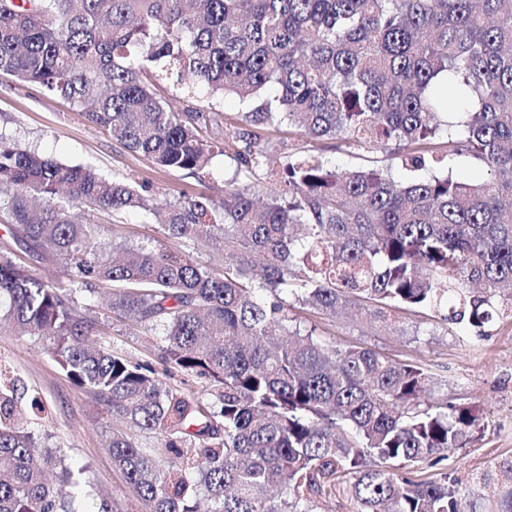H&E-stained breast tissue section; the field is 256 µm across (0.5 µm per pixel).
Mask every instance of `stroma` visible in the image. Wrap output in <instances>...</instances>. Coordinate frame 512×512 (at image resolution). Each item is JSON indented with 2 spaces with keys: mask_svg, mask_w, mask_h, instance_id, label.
<instances>
[{
  "mask_svg": "<svg viewBox=\"0 0 512 512\" xmlns=\"http://www.w3.org/2000/svg\"><path fill=\"white\" fill-rule=\"evenodd\" d=\"M0 131L71 166H91L109 177L148 180L153 191L171 197L184 192L222 201L224 174L233 168L229 159L217 153L202 182L158 169L113 142L87 120L81 109L7 75H0ZM261 137L283 144L290 152L320 155L343 168L390 164L386 153L378 149L348 146L331 139L314 141L284 129L262 131ZM75 299L77 308L92 306L103 323L94 338L98 347L150 363L161 371L170 387L195 395L210 392L205 381L165 371L160 337L113 317L105 310L102 297L91 299L79 291ZM314 320L330 344L371 347L390 358L415 362L447 392L449 401L478 410L480 427L473 442L454 450L441 465L421 469L420 474L438 480H461L470 487L472 512H495L502 493L512 487V317L497 318L482 336L466 326L448 323L438 311L406 316L401 333L368 328L355 315L318 314ZM1 366L46 401L50 445L65 454L71 464L81 467L86 491L116 499L122 512H139V503L113 467L108 449L113 432L123 430V423L104 413L88 392L73 385L35 338L0 331Z\"/></svg>",
  "mask_w": 512,
  "mask_h": 512,
  "instance_id": "stroma-1",
  "label": "stroma"
}]
</instances>
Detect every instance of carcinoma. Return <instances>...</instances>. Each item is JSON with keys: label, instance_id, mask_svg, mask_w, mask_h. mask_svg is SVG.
Returning a JSON list of instances; mask_svg holds the SVG:
<instances>
[{"label": "carcinoma", "instance_id": "1", "mask_svg": "<svg viewBox=\"0 0 512 512\" xmlns=\"http://www.w3.org/2000/svg\"><path fill=\"white\" fill-rule=\"evenodd\" d=\"M0 72L157 168L199 179L217 151L236 164L222 202L171 200L0 132V218L70 282L33 276L1 246L0 329L36 338L106 412L164 437L166 465L126 436L110 442L144 512H198L203 499L214 512H312L341 488L356 512H465L462 482L412 471L472 441L479 414L423 400V368L330 345L306 313L367 300L372 327L446 309L478 331L512 313V0H0ZM161 84L253 107L208 141L212 117L176 111ZM285 125L429 175L295 152L259 204L252 178L275 144L257 130ZM462 156L478 177L444 170ZM86 210L161 216L178 243L220 238L223 263L110 243ZM101 284L112 312L162 337L167 367L213 384V398L90 344L99 321L72 293ZM43 410L19 380L0 383V512H118L82 507L71 464L36 429Z\"/></svg>", "mask_w": 512, "mask_h": 512}]
</instances>
